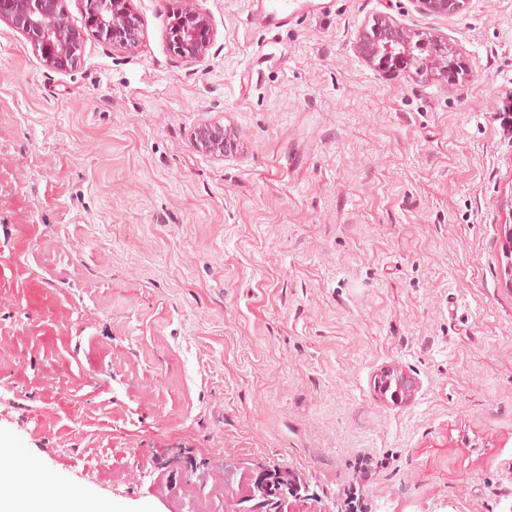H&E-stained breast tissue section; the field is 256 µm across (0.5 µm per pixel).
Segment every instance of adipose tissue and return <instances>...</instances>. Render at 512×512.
I'll return each instance as SVG.
<instances>
[{
  "label": "adipose tissue",
  "instance_id": "1",
  "mask_svg": "<svg viewBox=\"0 0 512 512\" xmlns=\"http://www.w3.org/2000/svg\"><path fill=\"white\" fill-rule=\"evenodd\" d=\"M0 447L8 454L0 458V512H46L41 499L45 485H58L60 476L46 473L38 463L30 465V479L27 485L16 481L15 463L24 458L23 448L0 434Z\"/></svg>",
  "mask_w": 512,
  "mask_h": 512
}]
</instances>
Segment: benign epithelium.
<instances>
[{"label":"benign epithelium","instance_id":"7a95c632","mask_svg":"<svg viewBox=\"0 0 512 512\" xmlns=\"http://www.w3.org/2000/svg\"><path fill=\"white\" fill-rule=\"evenodd\" d=\"M84 27L76 26L63 6V0H0V24L25 36L38 52L42 65L54 72L67 71L81 57L86 32L112 43L128 53L137 52L144 40L143 24L132 0H84ZM420 11L455 16L468 0H415ZM215 28L211 16L199 9L195 0H177L170 13L168 44L172 53L185 61H200L210 52ZM415 34L392 15L379 13L357 32L354 48L369 66L384 72H407L414 63ZM419 42L430 48L419 63L420 73H434L455 84L464 76L455 62L457 50L448 38L425 35ZM194 146L203 153L224 158L237 153L240 140L236 131L219 121L197 127ZM415 379L402 367L384 368L378 379L382 394L399 403L410 401L416 391ZM288 491V480L276 470H262L254 479L253 493L271 506Z\"/></svg>","mask_w":512,"mask_h":512}]
</instances>
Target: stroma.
Listing matches in <instances>:
<instances>
[{
	"label": "stroma",
	"instance_id": "obj_1",
	"mask_svg": "<svg viewBox=\"0 0 512 512\" xmlns=\"http://www.w3.org/2000/svg\"><path fill=\"white\" fill-rule=\"evenodd\" d=\"M128 55L87 35L46 69L0 25V431L121 512H512V0L462 14L335 0L268 33L198 0L205 60L174 57V0H133ZM385 12L448 37L466 80L355 52ZM217 120L235 157L198 152ZM399 365L417 381L393 403ZM119 466L103 474L99 449ZM415 379L402 367L391 365L384 368L378 379V388L383 395L390 392V398L399 403L410 401L416 391ZM288 489V480L284 479L278 470H262L255 476L253 493L255 497L258 494L263 502L259 501L258 505H275L277 498L282 496ZM275 499L276 501H274Z\"/></svg>",
	"mask_w": 512,
	"mask_h": 512
}]
</instances>
